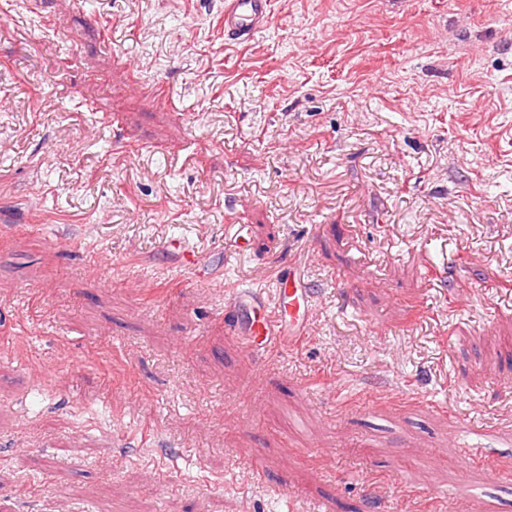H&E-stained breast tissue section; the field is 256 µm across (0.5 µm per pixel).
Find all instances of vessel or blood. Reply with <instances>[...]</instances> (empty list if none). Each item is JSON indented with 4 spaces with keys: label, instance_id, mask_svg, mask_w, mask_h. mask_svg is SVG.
<instances>
[{
    "label": "vessel or blood",
    "instance_id": "1",
    "mask_svg": "<svg viewBox=\"0 0 512 512\" xmlns=\"http://www.w3.org/2000/svg\"><path fill=\"white\" fill-rule=\"evenodd\" d=\"M270 16V0H224L225 41L236 45L250 42L268 26ZM289 280L287 304L272 307L262 297L253 300L266 353L263 367L267 370L275 367L279 353L296 347L308 334L312 292L298 276Z\"/></svg>",
    "mask_w": 512,
    "mask_h": 512
}]
</instances>
